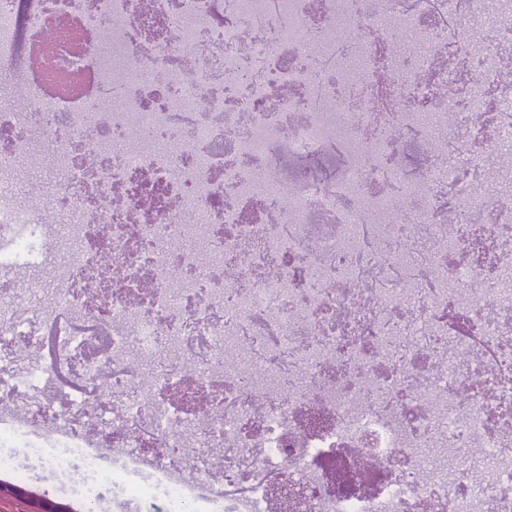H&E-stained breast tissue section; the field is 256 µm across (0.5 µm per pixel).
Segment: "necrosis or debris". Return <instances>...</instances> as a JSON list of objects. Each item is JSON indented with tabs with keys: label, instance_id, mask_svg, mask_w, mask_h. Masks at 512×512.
Masks as SVG:
<instances>
[{
	"label": "necrosis or debris",
	"instance_id": "obj_1",
	"mask_svg": "<svg viewBox=\"0 0 512 512\" xmlns=\"http://www.w3.org/2000/svg\"><path fill=\"white\" fill-rule=\"evenodd\" d=\"M17 31L0 0L1 470L142 512H276L284 472L306 512H512V0H67L28 34L72 95ZM36 141L59 180L24 208ZM50 398L96 407L110 465Z\"/></svg>",
	"mask_w": 512,
	"mask_h": 512
}]
</instances>
